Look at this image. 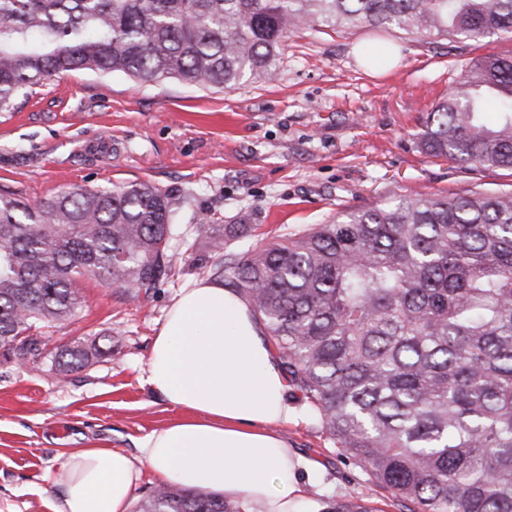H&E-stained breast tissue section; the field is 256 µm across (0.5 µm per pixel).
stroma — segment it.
Returning <instances> with one entry per match:
<instances>
[{"instance_id":"35a3bbf8","label":"stroma","mask_w":512,"mask_h":512,"mask_svg":"<svg viewBox=\"0 0 512 512\" xmlns=\"http://www.w3.org/2000/svg\"><path fill=\"white\" fill-rule=\"evenodd\" d=\"M379 45L390 46V57L367 65L362 47ZM487 54L512 55V35L474 42L309 29L289 37L266 82L222 90L73 71L0 112V189L34 201L62 188L149 182L181 198L185 231L171 270L149 294L82 281L78 313L39 330L47 355L25 365L0 356V512H53L67 477L63 449L103 446L134 456L141 438L176 417L148 386L147 364L170 305L205 276L196 263L204 248L192 232L199 214L252 225L227 243L229 259L398 195L512 183L505 171H463L430 157L417 139L439 99ZM75 340L92 356L65 375L51 351ZM97 347L112 353L96 356ZM288 401L296 413L277 430L318 477L301 512L336 498L399 512L324 432L296 386Z\"/></svg>"}]
</instances>
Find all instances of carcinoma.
Returning <instances> with one entry per match:
<instances>
[{"mask_svg":"<svg viewBox=\"0 0 512 512\" xmlns=\"http://www.w3.org/2000/svg\"><path fill=\"white\" fill-rule=\"evenodd\" d=\"M390 27L478 41L512 34V0H0V112L71 71L234 88L270 80L288 37ZM430 156L512 172V57L474 61L418 133ZM179 198L151 183L0 192V348L82 307L76 284L150 291L171 269ZM247 224L197 216L210 277L264 322L325 432L403 512H512V187L410 193L224 261ZM63 374L89 353L56 347ZM135 512H258L162 485ZM319 512H372L324 500Z\"/></svg>","mask_w":512,"mask_h":512,"instance_id":"carcinoma-1","label":"carcinoma"}]
</instances>
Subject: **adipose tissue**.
<instances>
[{
    "label": "adipose tissue",
    "instance_id": "ef3b65f1",
    "mask_svg": "<svg viewBox=\"0 0 512 512\" xmlns=\"http://www.w3.org/2000/svg\"><path fill=\"white\" fill-rule=\"evenodd\" d=\"M147 383L185 418L145 435L138 458L71 448L54 512H129L143 475L210 490L265 512H299V461L273 426L290 415L285 374L241 295L207 279L171 305L148 360Z\"/></svg>",
    "mask_w": 512,
    "mask_h": 512
}]
</instances>
